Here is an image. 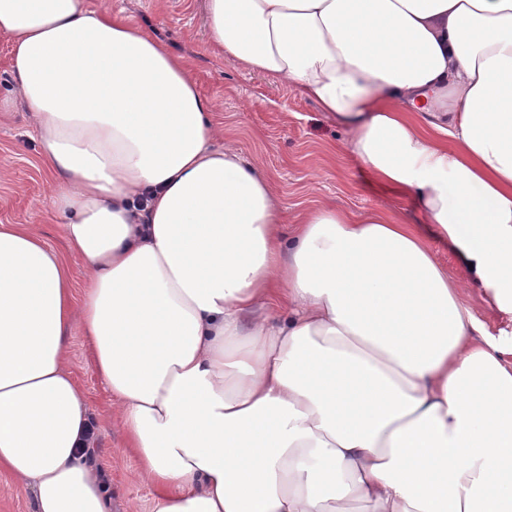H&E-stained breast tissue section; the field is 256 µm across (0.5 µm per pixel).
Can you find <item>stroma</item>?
Returning <instances> with one entry per match:
<instances>
[{
    "label": "stroma",
    "instance_id": "stroma-1",
    "mask_svg": "<svg viewBox=\"0 0 512 512\" xmlns=\"http://www.w3.org/2000/svg\"><path fill=\"white\" fill-rule=\"evenodd\" d=\"M202 0H111L114 13L157 29L166 48L185 56L201 94L214 100L212 122L219 141L233 143L256 163L280 197L287 216L328 205L353 214L378 210L413 224L451 278L461 279L447 246L431 234L412 198L372 175L341 150L344 128L317 104L272 78L251 74L211 46ZM9 38L0 35V224H19L66 254L55 185L43 163L24 105L15 100ZM67 365L85 391L98 428L96 464L112 488L113 512H151L155 490L136 455L124 444L112 396L96 374L80 330L67 340Z\"/></svg>",
    "mask_w": 512,
    "mask_h": 512
}]
</instances>
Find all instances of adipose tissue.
Wrapping results in <instances>:
<instances>
[{
  "label": "adipose tissue",
  "mask_w": 512,
  "mask_h": 512,
  "mask_svg": "<svg viewBox=\"0 0 512 512\" xmlns=\"http://www.w3.org/2000/svg\"><path fill=\"white\" fill-rule=\"evenodd\" d=\"M232 63L315 101L412 193L300 214L215 144L160 36L87 0H0L69 254L0 224V472L31 512H112L66 366L80 327L152 512H512V0H204ZM462 299L465 305L475 312L489 334L492 336H502L506 333H512V321L510 318L487 303L480 290L463 288Z\"/></svg>",
  "instance_id": "1"
}]
</instances>
